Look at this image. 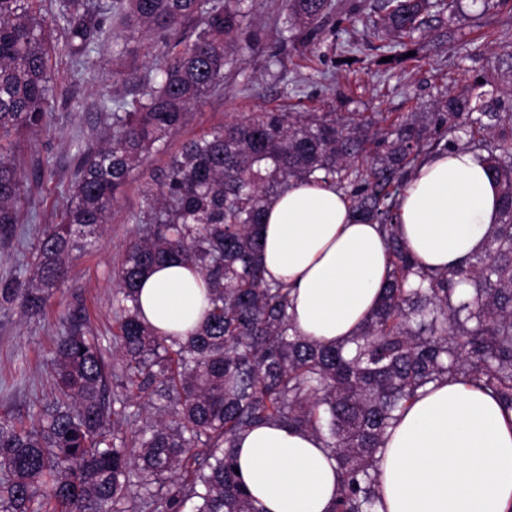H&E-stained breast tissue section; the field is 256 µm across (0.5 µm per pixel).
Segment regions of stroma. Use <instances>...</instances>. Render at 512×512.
Returning <instances> with one entry per match:
<instances>
[{"label": "stroma", "instance_id": "1", "mask_svg": "<svg viewBox=\"0 0 512 512\" xmlns=\"http://www.w3.org/2000/svg\"><path fill=\"white\" fill-rule=\"evenodd\" d=\"M245 6L258 41L231 57L224 68L223 90L204 99L170 135L165 149L134 171L102 237L78 252L45 312L30 316L0 306V414L26 417L50 398L60 316L69 308H82L106 360L118 363L113 339L115 272L146 210L147 190L185 140L264 110L316 112L327 106L338 112L372 107L393 114L422 111L436 92L437 74H450L461 86L470 83L483 68L503 66L500 47L512 43V7L504 5L484 16L481 0H463V16L449 26L431 22L416 59L394 66L386 79L376 66L381 55L378 41L367 37L361 21L345 23L342 34L357 47L352 62H344L336 47L332 18L318 54L306 58L289 40L281 0H246ZM51 75L55 101L50 130L22 141L20 159L28 167L36 160L52 159L53 174L32 188L33 218L24 219L10 244H0V281L27 275L39 228L60 220L80 148L98 142L104 128L94 105L99 83L76 82L62 52L52 59Z\"/></svg>", "mask_w": 512, "mask_h": 512}]
</instances>
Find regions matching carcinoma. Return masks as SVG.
<instances>
[{"label":"carcinoma","instance_id":"cac0c4a2","mask_svg":"<svg viewBox=\"0 0 512 512\" xmlns=\"http://www.w3.org/2000/svg\"><path fill=\"white\" fill-rule=\"evenodd\" d=\"M0 0V243L30 205L29 174L11 148L49 127L54 99L51 29L75 67L121 35L150 34L155 54L138 94L96 107L111 123L102 144L79 155L58 224L39 231L29 274L0 283V305L38 315L64 280L79 242L102 235L132 172L183 126L193 107L224 88V66L247 34L245 0ZM334 0H284L294 41L314 53ZM363 24L390 38L404 61L432 20L452 24L461 0H380ZM506 69L486 70L427 112H258L184 142L170 157L116 274L110 367L79 310L62 314L53 390L28 418L0 415V512H262L235 473V442L261 424L309 431L341 475L333 512H375L383 438L418 391L464 378L512 408V45ZM467 149L486 165L501 199L483 251L431 272L397 234L398 200L417 165L439 150ZM336 186L355 213L381 226L391 270L384 296L352 338L354 350L298 335L289 288L265 279L258 232L268 203L309 180ZM178 258L206 282L209 309L187 336L162 335L138 312L140 278ZM118 391L109 392V381ZM135 393L146 420L121 423Z\"/></svg>","mask_w":512,"mask_h":512}]
</instances>
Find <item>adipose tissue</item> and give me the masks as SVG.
<instances>
[{
  "label": "adipose tissue",
  "mask_w": 512,
  "mask_h": 512,
  "mask_svg": "<svg viewBox=\"0 0 512 512\" xmlns=\"http://www.w3.org/2000/svg\"><path fill=\"white\" fill-rule=\"evenodd\" d=\"M500 197L486 167L465 149L436 152L399 198L398 223L419 264L452 270L484 247ZM267 279L288 284L299 335L346 344L376 308L390 259L379 225L343 193L298 184L267 206L260 226ZM145 321L185 333L207 308L204 284L177 260L141 281ZM239 476L264 512H331L340 475L320 437L260 425L236 442ZM385 512H512V410L462 380L420 390L400 414L379 456Z\"/></svg>",
  "instance_id": "ef3b65f1"
}]
</instances>
